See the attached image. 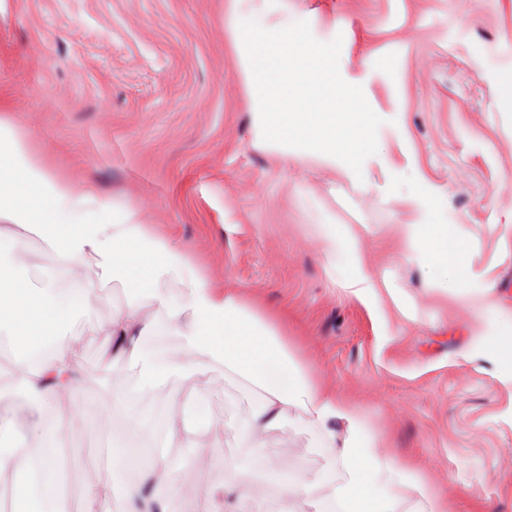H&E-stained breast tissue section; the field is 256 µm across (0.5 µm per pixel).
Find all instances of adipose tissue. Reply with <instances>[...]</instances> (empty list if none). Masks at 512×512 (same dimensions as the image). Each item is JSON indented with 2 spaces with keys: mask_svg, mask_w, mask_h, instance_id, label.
<instances>
[{
  "mask_svg": "<svg viewBox=\"0 0 512 512\" xmlns=\"http://www.w3.org/2000/svg\"><path fill=\"white\" fill-rule=\"evenodd\" d=\"M0 223L15 228L8 235L0 232V333H7L12 347L31 348L53 336L72 335V324L88 311L87 298L93 293L85 286L70 289L62 298L52 288H31L12 278L10 269L24 247L23 234L32 231L61 258L62 277H69L87 255L94 254L102 260L104 275L121 281L130 293L149 291V307L128 305L101 327L111 340L113 364L139 363L149 378L175 374L189 383L194 382L201 360L222 364L262 392L240 430L247 448L257 449L264 430L288 423L311 432L312 447L337 448L348 473L347 481L334 490L343 512H396L403 501L409 504L408 512H445L444 501L425 490L407 460L379 452L381 437L361 409L312 381L272 320L247 307L235 293L212 288L184 249L151 235L136 206L113 205L112 217L106 220L92 195L74 198L71 183L51 176L25 138L3 122ZM316 231L329 254L347 253L354 274L346 286L358 298H368L374 281L359 266L358 241L351 227L320 224ZM404 235L414 255L426 260L462 299L482 310L487 331L479 345L500 362L503 382L512 384V336L501 330L502 312L489 300L492 282L471 272L468 246L456 226L409 224ZM159 316L180 337L181 354L162 358L143 348L141 339L149 335ZM79 378V363L62 345L39 367L15 362L13 384L28 405H50L64 396L72 408L64 424L36 425L37 443L23 435L16 437L15 453L0 457L1 470L9 464L25 470L36 463L46 482L59 483L56 456L61 439L64 433L77 430L83 419ZM337 419L348 428L341 441L331 428ZM113 420L122 437L112 448V480L126 486L127 512H173V461L158 455L149 464L144 482H128L131 463L142 448L139 419L126 407L114 413ZM380 484L399 489L400 497L380 494L376 490ZM249 498L243 471L233 468L221 487L199 494L193 512H225L230 501L242 504Z\"/></svg>",
  "mask_w": 512,
  "mask_h": 512,
  "instance_id": "adipose-tissue-1",
  "label": "adipose tissue"
}]
</instances>
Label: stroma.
Wrapping results in <instances>:
<instances>
[{"instance_id":"stroma-1","label":"stroma","mask_w":512,"mask_h":512,"mask_svg":"<svg viewBox=\"0 0 512 512\" xmlns=\"http://www.w3.org/2000/svg\"><path fill=\"white\" fill-rule=\"evenodd\" d=\"M231 0H0V120L25 135L50 174L75 194L138 206L150 232L191 253L213 287L273 316L314 381L360 407L381 431L382 453L409 460L448 512H512V386L478 348L485 319L443 288L406 250L403 227L456 224L469 263L494 282L491 301L512 311V101L498 80L512 71V0H267L265 28L304 20L323 43L342 37V78L361 86L383 123L361 177L304 150L265 143L244 54L225 22ZM427 189L432 207L409 202ZM352 225L362 266L377 279L368 299L344 288L351 267L328 269L315 227ZM59 257L26 236L13 276L48 284ZM96 303L69 348L79 361L87 429L65 441L69 512L107 483L115 401L133 400L141 441L176 462L177 512L223 470L158 426L184 413L225 461L252 470L255 512H278V478L298 472L318 507L347 479L292 425L248 455L237 430L260 391L220 365L197 384L113 369L98 325L132 299L95 260L82 267ZM0 386V436L65 418L26 408Z\"/></svg>"}]
</instances>
